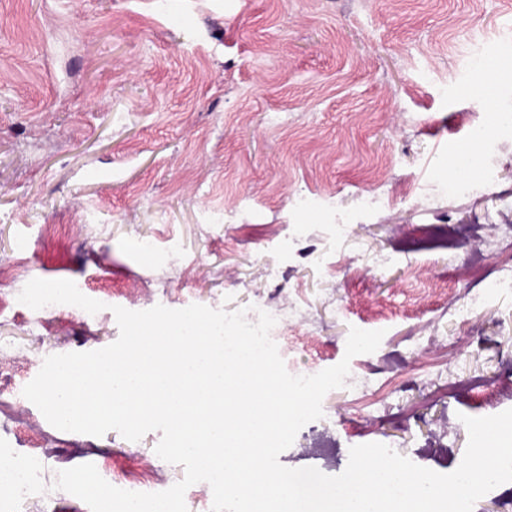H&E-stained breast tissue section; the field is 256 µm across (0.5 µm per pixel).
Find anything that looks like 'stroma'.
I'll list each match as a JSON object with an SVG mask.
<instances>
[{"label": "stroma", "mask_w": 512, "mask_h": 512, "mask_svg": "<svg viewBox=\"0 0 512 512\" xmlns=\"http://www.w3.org/2000/svg\"><path fill=\"white\" fill-rule=\"evenodd\" d=\"M478 57L512 112V0H0V451L45 459L16 512H90L55 487L84 463L150 471V492L184 476L160 432H64L22 394L47 356L113 343L116 306L298 305L303 372L383 331L350 362L361 390L327 393L280 462L335 476L379 442L455 470L461 415L512 408V289L458 313L512 275V128L474 137ZM453 144L480 157L466 194ZM35 278L105 308L16 306Z\"/></svg>", "instance_id": "obj_1"}]
</instances>
